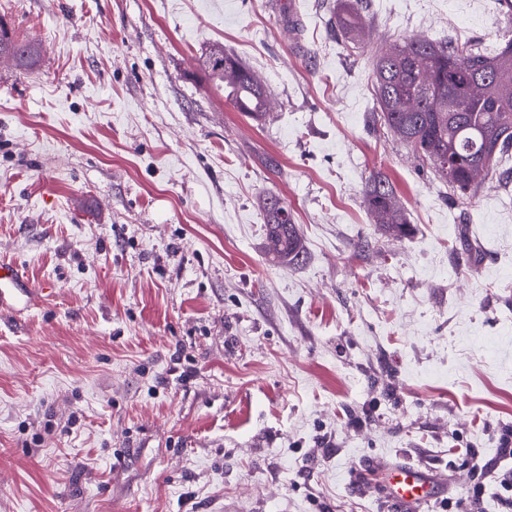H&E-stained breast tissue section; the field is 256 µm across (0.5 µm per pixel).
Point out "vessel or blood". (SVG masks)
Wrapping results in <instances>:
<instances>
[{
	"mask_svg": "<svg viewBox=\"0 0 512 512\" xmlns=\"http://www.w3.org/2000/svg\"><path fill=\"white\" fill-rule=\"evenodd\" d=\"M35 293L15 263L0 261L1 308H9L19 299L32 301ZM379 471L389 488L384 499L387 512H420L422 506L437 500L447 489L435 472L422 465H383Z\"/></svg>",
	"mask_w": 512,
	"mask_h": 512,
	"instance_id": "1",
	"label": "vessel or blood"
}]
</instances>
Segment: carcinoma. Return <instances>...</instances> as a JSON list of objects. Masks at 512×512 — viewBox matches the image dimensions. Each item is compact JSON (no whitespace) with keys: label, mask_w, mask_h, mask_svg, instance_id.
Returning <instances> with one entry per match:
<instances>
[{"label":"carcinoma","mask_w":512,"mask_h":512,"mask_svg":"<svg viewBox=\"0 0 512 512\" xmlns=\"http://www.w3.org/2000/svg\"><path fill=\"white\" fill-rule=\"evenodd\" d=\"M336 26L353 41L362 36L367 21L359 4L338 14ZM4 55L28 69L39 62L41 45L14 38L0 20V57ZM201 66L238 111L258 120L267 114L264 84L224 46H212ZM374 95L384 125L428 159L439 178L461 196L475 193L479 181L512 152V39L493 55L475 43L406 39L376 58ZM364 203L374 223L406 234L405 210L388 181L375 177ZM265 227L272 259L299 260L302 245L287 205L278 199L267 202Z\"/></svg>","instance_id":"obj_1"}]
</instances>
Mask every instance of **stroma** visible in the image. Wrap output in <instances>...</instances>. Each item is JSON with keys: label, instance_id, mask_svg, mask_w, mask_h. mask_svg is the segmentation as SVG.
I'll list each match as a JSON object with an SVG mask.
<instances>
[{"label": "stroma", "instance_id": "obj_1", "mask_svg": "<svg viewBox=\"0 0 512 512\" xmlns=\"http://www.w3.org/2000/svg\"><path fill=\"white\" fill-rule=\"evenodd\" d=\"M294 5L298 23L282 18ZM0 0L39 64L0 58V512H380L423 464L512 512V157L459 198L375 120L373 67L419 36L495 50L498 0ZM216 43L273 101L237 112ZM387 177L410 221L364 206ZM305 251L265 248V198ZM359 1L360 0H356L354 4L346 7L336 18L337 27L349 34L352 41L362 36L367 27L366 17L359 7ZM50 285L34 288L28 279H25L18 266L13 262L0 261V307L10 308L11 302L22 299L26 303L31 302L37 289L48 292Z\"/></svg>", "mask_w": 512, "mask_h": 512}]
</instances>
